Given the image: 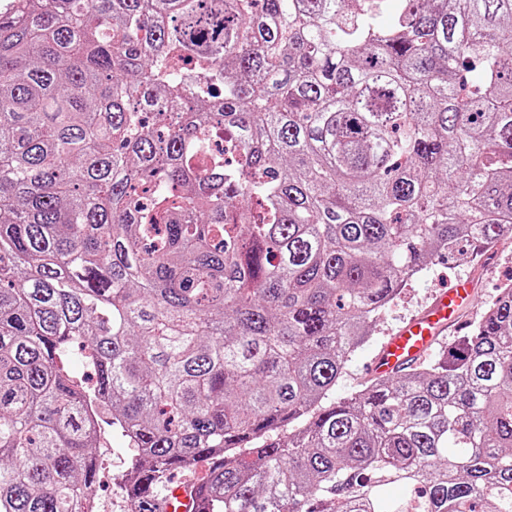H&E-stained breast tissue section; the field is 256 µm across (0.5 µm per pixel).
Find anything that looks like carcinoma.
Wrapping results in <instances>:
<instances>
[{"label": "carcinoma", "mask_w": 512, "mask_h": 512, "mask_svg": "<svg viewBox=\"0 0 512 512\" xmlns=\"http://www.w3.org/2000/svg\"><path fill=\"white\" fill-rule=\"evenodd\" d=\"M511 232L512 0H12L0 512H85L90 396L136 512L200 461L197 512H512V287L329 400L411 272Z\"/></svg>", "instance_id": "cac0c4a2"}]
</instances>
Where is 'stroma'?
<instances>
[{"mask_svg": "<svg viewBox=\"0 0 512 512\" xmlns=\"http://www.w3.org/2000/svg\"><path fill=\"white\" fill-rule=\"evenodd\" d=\"M459 276L471 279L475 286L474 308L464 316L466 324L470 325L479 320L497 298L502 283L512 280V235L502 237L473 259L461 262L442 259L416 276L387 307L369 342L351 356L331 393L332 398L340 400L365 387L369 379L367 365L387 333L428 303L432 294ZM101 423L103 431L95 450L99 472L94 496L104 512H118L123 496L120 477L127 467L131 450L117 428L112 426L110 416H103Z\"/></svg>", "mask_w": 512, "mask_h": 512, "instance_id": "obj_1", "label": "stroma"}]
</instances>
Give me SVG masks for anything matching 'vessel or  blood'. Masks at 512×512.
<instances>
[{
  "label": "vessel or blood",
  "instance_id": "1",
  "mask_svg": "<svg viewBox=\"0 0 512 512\" xmlns=\"http://www.w3.org/2000/svg\"><path fill=\"white\" fill-rule=\"evenodd\" d=\"M470 294V283L462 281L435 296L427 308L388 337L368 365L370 374L375 377L394 375L422 361L440 336L457 321ZM172 492L173 499L161 503L162 512H186L187 508L196 507V499L188 486L176 484Z\"/></svg>",
  "mask_w": 512,
  "mask_h": 512
}]
</instances>
